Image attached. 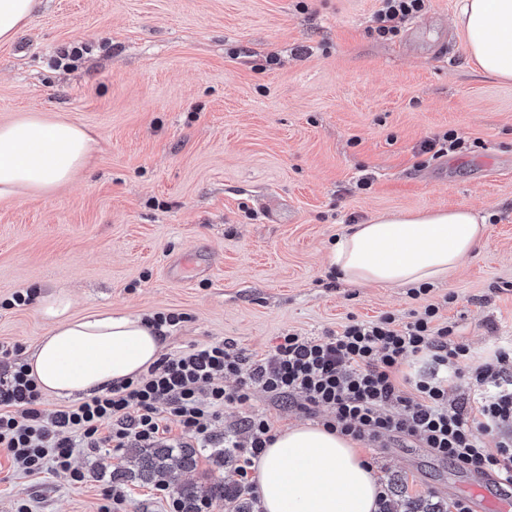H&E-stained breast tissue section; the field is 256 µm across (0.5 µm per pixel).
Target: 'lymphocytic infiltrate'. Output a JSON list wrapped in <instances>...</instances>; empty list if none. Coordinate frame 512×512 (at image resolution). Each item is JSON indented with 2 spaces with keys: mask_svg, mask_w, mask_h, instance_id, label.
<instances>
[{
  "mask_svg": "<svg viewBox=\"0 0 512 512\" xmlns=\"http://www.w3.org/2000/svg\"><path fill=\"white\" fill-rule=\"evenodd\" d=\"M379 2L374 33L391 41L427 0ZM18 354L0 346L10 361L0 374V450L30 474L53 469L82 483L75 449L152 448L176 427L202 447L233 449L238 488L255 494V463L275 439L270 422L248 417L240 437L214 428L225 406L260 391L296 404L328 431L369 443L400 437L512 488V380L503 377L512 346L475 357L434 304L404 320L392 313L353 320L333 336L289 334L257 360L221 341L166 354L137 378L52 412ZM488 437L495 449L485 447Z\"/></svg>",
  "mask_w": 512,
  "mask_h": 512,
  "instance_id": "obj_1",
  "label": "lymphocytic infiltrate"
}]
</instances>
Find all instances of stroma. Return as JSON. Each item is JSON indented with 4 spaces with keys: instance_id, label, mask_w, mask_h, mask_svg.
I'll use <instances>...</instances> for the list:
<instances>
[{
    "instance_id": "35a3bbf8",
    "label": "stroma",
    "mask_w": 512,
    "mask_h": 512,
    "mask_svg": "<svg viewBox=\"0 0 512 512\" xmlns=\"http://www.w3.org/2000/svg\"><path fill=\"white\" fill-rule=\"evenodd\" d=\"M430 0L398 38L370 35L379 0H40L0 45V123L27 112L86 126L88 165L54 195L0 200V345L47 330L28 288L69 291L79 315L179 313L164 351L210 342L263 354L291 333L407 316L431 303L482 351L512 340V83L479 74ZM89 45L73 66L61 49ZM468 151L422 161L446 130ZM373 183L357 185L363 174ZM476 207L486 237L423 296L339 279L330 250L384 213ZM452 304H445L448 294ZM302 420L256 393L223 427ZM408 504L471 499L474 475L415 443L364 448ZM123 451L75 449L83 484L0 452V512H101Z\"/></svg>"
}]
</instances>
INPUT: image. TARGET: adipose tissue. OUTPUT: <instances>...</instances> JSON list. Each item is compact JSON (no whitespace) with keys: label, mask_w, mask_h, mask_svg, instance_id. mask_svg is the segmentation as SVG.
Returning a JSON list of instances; mask_svg holds the SVG:
<instances>
[{"label":"adipose tissue","mask_w":512,"mask_h":512,"mask_svg":"<svg viewBox=\"0 0 512 512\" xmlns=\"http://www.w3.org/2000/svg\"><path fill=\"white\" fill-rule=\"evenodd\" d=\"M455 27L472 65L512 81V0H461ZM90 129L36 112L0 123V198L49 196L86 167ZM475 208H428L377 216L348 227L330 253L340 278L362 285L418 286L444 281L482 240ZM48 331L26 362L42 393L90 397L138 377L163 341L138 313L79 316L68 292L41 298ZM264 512H377V476L356 444L324 427L298 423L278 431L257 468Z\"/></svg>","instance_id":"obj_1"}]
</instances>
